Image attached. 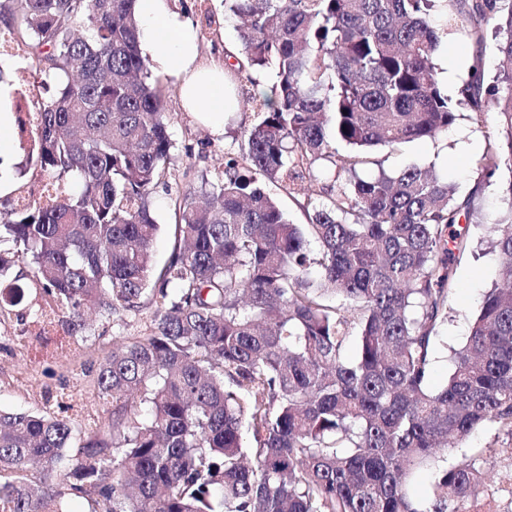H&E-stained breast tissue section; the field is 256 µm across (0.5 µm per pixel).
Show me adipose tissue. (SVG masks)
Here are the masks:
<instances>
[{"mask_svg":"<svg viewBox=\"0 0 512 512\" xmlns=\"http://www.w3.org/2000/svg\"><path fill=\"white\" fill-rule=\"evenodd\" d=\"M140 50L155 73L176 76L186 111L215 133L224 131V114L231 110L224 88V69L199 61L194 28L176 12L170 0H136Z\"/></svg>","mask_w":512,"mask_h":512,"instance_id":"1","label":"adipose tissue"}]
</instances>
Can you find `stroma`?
Listing matches in <instances>:
<instances>
[{
    "instance_id": "stroma-1",
    "label": "stroma",
    "mask_w": 512,
    "mask_h": 512,
    "mask_svg": "<svg viewBox=\"0 0 512 512\" xmlns=\"http://www.w3.org/2000/svg\"><path fill=\"white\" fill-rule=\"evenodd\" d=\"M173 8L196 30L199 57L202 62L220 63L225 50L241 47L233 24L225 22L224 0H172ZM432 23L441 35L434 56L439 76L455 71L458 81H465L473 64H480L487 78L501 69L494 36H486L476 44L467 29L454 17L435 12ZM169 87V132L175 149L165 184L152 194V210L160 230L153 244L155 271L166 266L177 242L175 238L174 203L178 195L215 180L226 157L239 150L241 133L258 120V107L250 101L255 86L245 75L231 78L238 109L224 115V132L217 135L182 108L180 82L165 76ZM488 128L478 125L472 113H465L447 132L433 139L415 140L396 146H376L369 150V162L361 176L378 171L394 174L409 167L434 169L461 195H474V224L471 243L459 257L456 286L449 299L448 319L439 327L438 359L433 366L431 383L443 385L452 369L453 348L461 346L469 333L472 315L479 309L485 293L500 280L499 260L487 242L483 218L502 210L506 203V187L512 182L508 173L480 180L476 161L483 151ZM51 301L34 280L26 282V296L19 306L0 311V409L42 412L48 402L70 403L76 428L108 423L111 406L102 404L92 394V381L100 361L112 348L116 336H142L152 325L154 307L143 304L139 311L96 316L90 321L88 339L77 344L64 323L42 328L37 317L49 309ZM475 460L486 477L471 512H512V438L489 425L477 431L465 447L449 449L448 463L461 458Z\"/></svg>"
}]
</instances>
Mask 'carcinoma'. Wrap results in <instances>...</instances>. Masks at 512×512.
Segmentation results:
<instances>
[{
    "instance_id": "carcinoma-1",
    "label": "carcinoma",
    "mask_w": 512,
    "mask_h": 512,
    "mask_svg": "<svg viewBox=\"0 0 512 512\" xmlns=\"http://www.w3.org/2000/svg\"><path fill=\"white\" fill-rule=\"evenodd\" d=\"M134 2L8 6L9 31L55 85L36 117V163L68 190L1 218L0 245L76 336L88 316L145 295L155 313L99 365L108 429L0 409V512H69L73 498L89 512H469L483 480L473 461L437 468L425 499L411 482L481 426L512 438V182L486 221L503 284L434 388L473 197L429 169H358L366 149L434 138L468 107L496 132L480 177L512 173V0H224L242 42L225 68L253 83L273 67L276 81L223 175L175 200L180 245L156 280L150 195L174 143ZM438 3L478 44L492 22L506 32L499 74L472 67L454 103L433 62ZM325 162L348 178L317 203ZM248 172L304 196L307 223Z\"/></svg>"
}]
</instances>
